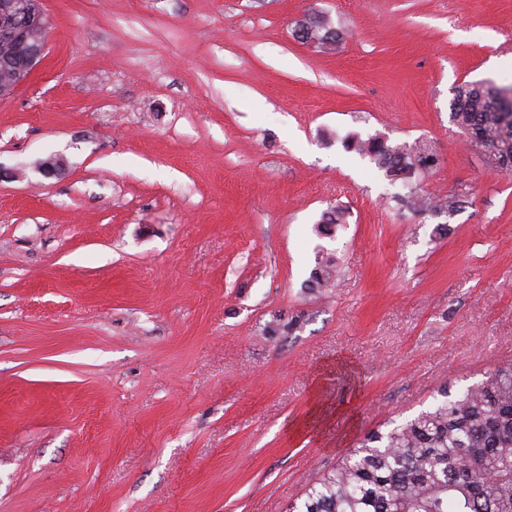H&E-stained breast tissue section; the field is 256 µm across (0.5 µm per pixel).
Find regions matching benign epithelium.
Wrapping results in <instances>:
<instances>
[{
	"label": "benign epithelium",
	"instance_id": "1",
	"mask_svg": "<svg viewBox=\"0 0 512 512\" xmlns=\"http://www.w3.org/2000/svg\"><path fill=\"white\" fill-rule=\"evenodd\" d=\"M48 19L42 0H3L0 3V41L27 47L23 64L0 82V100L11 98L27 84L45 58Z\"/></svg>",
	"mask_w": 512,
	"mask_h": 512
}]
</instances>
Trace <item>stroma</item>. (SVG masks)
Wrapping results in <instances>:
<instances>
[{"label":"stroma","instance_id":"stroma-1","mask_svg":"<svg viewBox=\"0 0 512 512\" xmlns=\"http://www.w3.org/2000/svg\"><path fill=\"white\" fill-rule=\"evenodd\" d=\"M42 6L45 61L0 101V512H286L512 362V175L450 118L512 85V0ZM312 9L337 51L294 39ZM351 134L427 141L420 188L465 204L400 206ZM316 266L311 272L309 288H326L334 275L335 272V261L332 257L327 255L326 257L319 255L315 258Z\"/></svg>","mask_w":512,"mask_h":512}]
</instances>
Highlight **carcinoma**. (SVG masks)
Here are the masks:
<instances>
[{"label":"carcinoma","instance_id":"obj_1","mask_svg":"<svg viewBox=\"0 0 512 512\" xmlns=\"http://www.w3.org/2000/svg\"><path fill=\"white\" fill-rule=\"evenodd\" d=\"M451 116L488 163L512 173V86L462 87ZM348 152L369 157L408 192L401 202L418 213L451 212L465 195L436 203L418 193L413 178L435 166L427 143L392 146L351 136ZM340 207L326 211L317 231L328 235L345 222ZM309 287H327L332 257L315 258ZM413 418L368 435L304 491L290 512H512V364L486 373L481 382L453 393Z\"/></svg>","mask_w":512,"mask_h":512}]
</instances>
